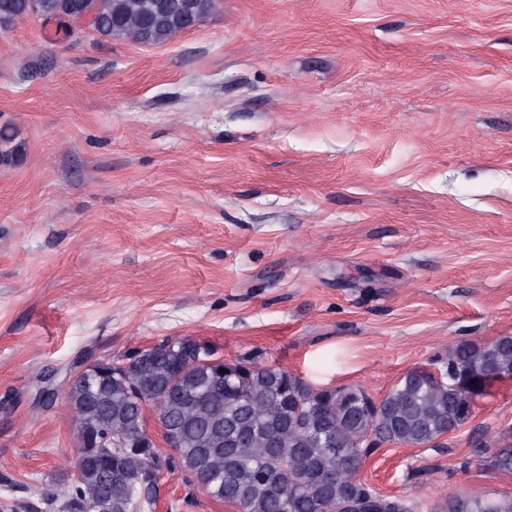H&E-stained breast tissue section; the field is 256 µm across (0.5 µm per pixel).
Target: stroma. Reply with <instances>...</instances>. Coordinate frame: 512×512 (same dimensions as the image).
Here are the masks:
<instances>
[{"label":"stroma","mask_w":512,"mask_h":512,"mask_svg":"<svg viewBox=\"0 0 512 512\" xmlns=\"http://www.w3.org/2000/svg\"><path fill=\"white\" fill-rule=\"evenodd\" d=\"M0 512L70 474L47 377L191 336L381 400L450 347L512 336V0H222L144 45L0 31ZM512 379L428 447L364 460L432 512L512 498L483 466ZM469 468H462V461ZM152 512H235L163 474ZM16 134L9 127H0V166L12 167L20 164L24 153L22 145L15 143ZM436 512H512V499H475L467 495L453 493L445 498L441 510Z\"/></svg>","instance_id":"35a3bbf8"}]
</instances>
